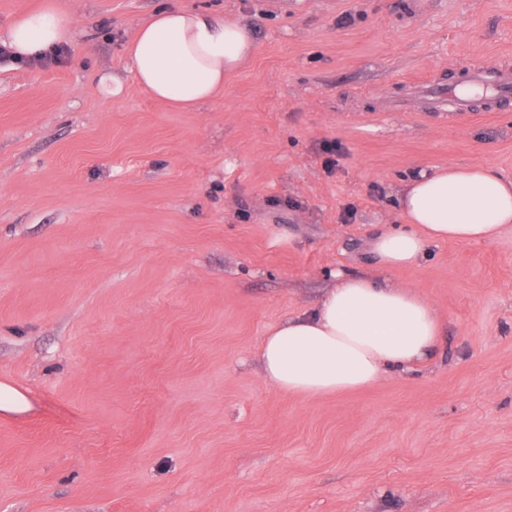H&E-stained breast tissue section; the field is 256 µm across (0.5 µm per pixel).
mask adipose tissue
<instances>
[{"label": "adipose tissue", "instance_id": "adipose-tissue-1", "mask_svg": "<svg viewBox=\"0 0 512 512\" xmlns=\"http://www.w3.org/2000/svg\"><path fill=\"white\" fill-rule=\"evenodd\" d=\"M72 15L52 4L20 14L0 29V43L28 59L73 44ZM255 49L240 21L172 4L156 11L126 47L138 84L173 108L192 110L224 90ZM409 224L371 237L386 276L337 273L310 312L271 325L260 345L264 380L285 395L321 397L360 390L423 364L438 345L439 317L390 271L419 263L433 245L492 243L512 232V180L483 166L421 172L400 196Z\"/></svg>", "mask_w": 512, "mask_h": 512}]
</instances>
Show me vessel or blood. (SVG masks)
Here are the masks:
<instances>
[{"mask_svg":"<svg viewBox=\"0 0 512 512\" xmlns=\"http://www.w3.org/2000/svg\"><path fill=\"white\" fill-rule=\"evenodd\" d=\"M467 86L447 89L438 83H419L417 91L426 96L434 111L448 113L449 117L472 119L479 111H495L501 103L512 100V69L503 68L495 76H487L484 68L471 67L467 70ZM481 93L483 109H475L473 95Z\"/></svg>","mask_w":512,"mask_h":512,"instance_id":"obj_1","label":"vessel or blood"}]
</instances>
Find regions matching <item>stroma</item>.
<instances>
[{
    "label": "stroma",
    "instance_id": "stroma-1",
    "mask_svg": "<svg viewBox=\"0 0 512 512\" xmlns=\"http://www.w3.org/2000/svg\"><path fill=\"white\" fill-rule=\"evenodd\" d=\"M255 52L193 111L126 45L172 2ZM62 61L0 65V512H512V234L393 272L440 318L423 366L286 396L269 326L403 218L420 169L512 179V103L431 111L418 80L512 65V0H55ZM121 79L113 97L102 76ZM28 409L29 401L22 391L8 383H0V412L22 414Z\"/></svg>",
    "mask_w": 512,
    "mask_h": 512
}]
</instances>
